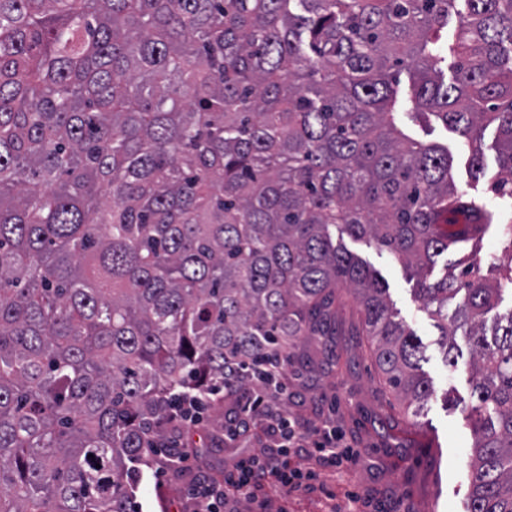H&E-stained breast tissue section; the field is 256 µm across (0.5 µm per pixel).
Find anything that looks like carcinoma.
Returning <instances> with one entry per match:
<instances>
[{
    "label": "carcinoma",
    "instance_id": "1",
    "mask_svg": "<svg viewBox=\"0 0 512 512\" xmlns=\"http://www.w3.org/2000/svg\"><path fill=\"white\" fill-rule=\"evenodd\" d=\"M507 43L512 0H0V512H133L172 395L272 379L346 285L419 417L424 347L333 227L414 269L447 365L468 337L467 512H512V309L427 282L500 216L393 121L403 67L512 198Z\"/></svg>",
    "mask_w": 512,
    "mask_h": 512
}]
</instances>
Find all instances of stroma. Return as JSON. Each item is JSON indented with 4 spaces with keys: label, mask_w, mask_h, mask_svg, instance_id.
Here are the masks:
<instances>
[{
    "label": "stroma",
    "mask_w": 512,
    "mask_h": 512,
    "mask_svg": "<svg viewBox=\"0 0 512 512\" xmlns=\"http://www.w3.org/2000/svg\"><path fill=\"white\" fill-rule=\"evenodd\" d=\"M410 84V73L401 71L396 85L397 127L412 140L447 148L456 187L500 215L499 227L461 256L479 260L481 275L496 281L500 269L512 260L503 242L512 230V199L494 194L488 180L472 178L469 145L435 117L417 115ZM340 241L378 274L397 318L422 340L427 356L423 369L434 394L416 421L401 409L390 408L391 396L380 382L363 337L348 333L358 322L353 302L337 305L336 325L343 334L336 350L322 358L316 369L297 361L284 370L295 393L288 409L309 425L335 422L358 448L359 462L340 477L322 473L327 494L299 495L289 508L291 512H331L343 504L348 490L356 488L383 504L387 512H466L472 435L465 416L474 401L468 340L457 336L461 354L455 366L445 364L438 331L417 296L414 272L373 242L345 235ZM461 257L452 253L448 259L454 262ZM448 395L454 398V406L445 405ZM234 411V402L228 401L204 413L200 428L181 439L190 455L187 462L171 466L166 459L145 457L138 467L134 497L141 512H189L184 490L196 474L223 479L225 466L243 449L260 450V443L246 446L227 437L224 428Z\"/></svg>",
    "instance_id": "1"
}]
</instances>
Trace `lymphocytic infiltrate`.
<instances>
[{
  "instance_id": "1",
  "label": "lymphocytic infiltrate",
  "mask_w": 512,
  "mask_h": 512,
  "mask_svg": "<svg viewBox=\"0 0 512 512\" xmlns=\"http://www.w3.org/2000/svg\"><path fill=\"white\" fill-rule=\"evenodd\" d=\"M288 386L284 381L257 383L239 403L228 433L247 435L266 431L268 442L258 453L242 455L224 471L223 482L203 481L188 493L194 512H224L238 500L253 503L252 512H266L270 492L290 499L310 490L318 470H336L357 463V452L344 446L335 429L308 427L288 412Z\"/></svg>"
}]
</instances>
